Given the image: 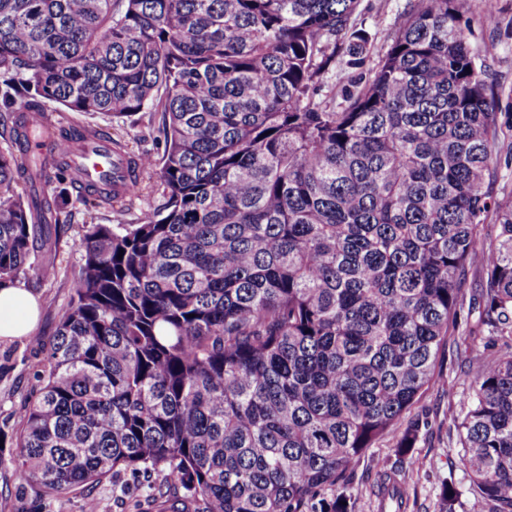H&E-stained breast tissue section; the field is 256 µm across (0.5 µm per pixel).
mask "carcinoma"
I'll return each mask as SVG.
<instances>
[{
    "mask_svg": "<svg viewBox=\"0 0 512 512\" xmlns=\"http://www.w3.org/2000/svg\"><path fill=\"white\" fill-rule=\"evenodd\" d=\"M458 2L414 0L330 104V65L368 53L358 0H0V284L54 268L70 198L118 210L149 173L164 198L84 226L17 411L13 476L38 486L20 512L117 469L160 476L162 512H350L324 491L435 383L450 336L482 346L454 420L468 502L512 512V191L491 189L503 125ZM48 103L162 113L156 169L109 135L140 171L87 189L66 152L27 147L96 136L44 124Z\"/></svg>",
    "mask_w": 512,
    "mask_h": 512,
    "instance_id": "cac0c4a2",
    "label": "carcinoma"
}]
</instances>
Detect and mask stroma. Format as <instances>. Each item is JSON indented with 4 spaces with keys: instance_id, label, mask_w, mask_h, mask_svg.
<instances>
[{
    "instance_id": "35a3bbf8",
    "label": "stroma",
    "mask_w": 512,
    "mask_h": 512,
    "mask_svg": "<svg viewBox=\"0 0 512 512\" xmlns=\"http://www.w3.org/2000/svg\"><path fill=\"white\" fill-rule=\"evenodd\" d=\"M412 0H361L356 21L371 35L367 67H374L390 45V34L399 16ZM465 18L470 19L480 38L491 41L490 62L497 84L498 107L503 121L512 124V0H495L498 28L482 26L484 0H463ZM162 121L157 112H142L125 121L123 130L141 154L160 158L164 144L156 136ZM163 202L160 192L145 190L127 211L109 208L87 210L82 205L68 207L72 226L67 236L53 243L55 268L48 278L30 277L23 283L38 300L40 314L36 333L50 338L73 294L74 273L82 258L81 230L87 224H129L142 219ZM466 346L460 337L449 338L438 356L440 382L428 389L406 415L416 425V440L407 453L395 445L400 429L390 430L374 448L368 449L349 480L335 489L350 502L351 512H438L444 482L463 487L467 478L459 464L454 416L460 415L468 396L469 379L463 364ZM43 358L41 347L22 338L0 342V432L8 434L18 426L16 411L22 397L36 387L34 373ZM10 448H0V512H19L20 503L34 496L35 486L18 484L12 474ZM396 485L405 502L397 510L386 496L389 485ZM143 486L134 484L130 473L117 472L93 488H78L57 496L53 512H79L84 497L97 500L98 512H158L156 504L145 500Z\"/></svg>"
}]
</instances>
